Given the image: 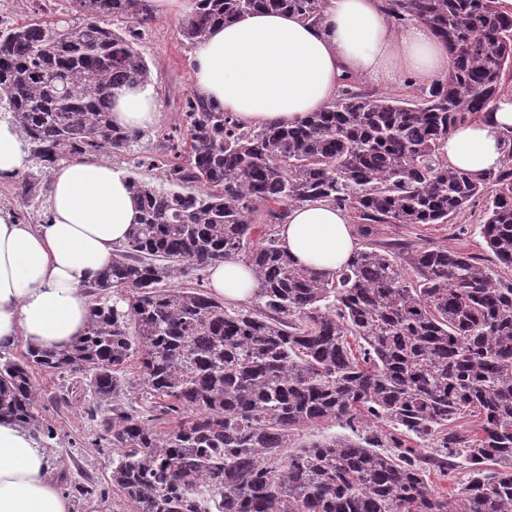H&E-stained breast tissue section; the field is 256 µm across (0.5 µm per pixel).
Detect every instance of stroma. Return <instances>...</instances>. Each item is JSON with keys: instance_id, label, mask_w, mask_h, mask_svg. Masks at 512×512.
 <instances>
[{"instance_id": "1", "label": "stroma", "mask_w": 512, "mask_h": 512, "mask_svg": "<svg viewBox=\"0 0 512 512\" xmlns=\"http://www.w3.org/2000/svg\"><path fill=\"white\" fill-rule=\"evenodd\" d=\"M185 22L178 13L154 14L137 50L145 58L155 78L153 89L162 104L158 123L150 127L143 140L144 149L159 151L165 135L181 118L185 97L194 89L191 78L192 47L180 30ZM17 176H0V210L7 211L20 223L42 224L51 217L47 195L24 203L15 193ZM482 202L473 205L454 224H386L383 237L388 241L418 245H442L466 253L482 255L486 245L479 235ZM33 384L42 397L40 422L44 428L38 439L50 460L65 468L72 482L65 493L72 512H133L124 495L112 486L110 475L114 453L108 443L99 441L96 421L87 416L82 404L65 401L63 377L32 368ZM94 482L98 496L86 500L74 490L75 485Z\"/></svg>"}]
</instances>
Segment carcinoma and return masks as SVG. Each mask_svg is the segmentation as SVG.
<instances>
[{
    "mask_svg": "<svg viewBox=\"0 0 512 512\" xmlns=\"http://www.w3.org/2000/svg\"><path fill=\"white\" fill-rule=\"evenodd\" d=\"M66 2L0 28V114L24 142L31 200L63 162L133 153L143 135L112 123V90L154 84L136 49L146 0ZM324 5L196 0L181 36L194 47L259 10L316 23ZM385 12L431 26L448 74L408 99L347 78L288 127L245 126L193 92L161 156L132 158L164 175L128 176L139 220L85 285V335L20 359L0 345V416L40 430L32 366L75 379L136 512H512V147L482 179L442 152L512 76V14L498 0ZM478 198L487 257L377 239L378 224H448ZM311 200L352 211L366 239L330 278L279 247L277 225ZM228 258L257 279L247 305L203 286ZM328 421L350 434L297 441ZM459 467L453 495L429 484Z\"/></svg>",
    "mask_w": 512,
    "mask_h": 512,
    "instance_id": "1",
    "label": "carcinoma"
}]
</instances>
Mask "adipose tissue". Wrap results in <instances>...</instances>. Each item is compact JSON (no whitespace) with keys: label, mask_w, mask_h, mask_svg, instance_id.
I'll use <instances>...</instances> for the list:
<instances>
[{"label":"adipose tissue","mask_w":512,"mask_h":512,"mask_svg":"<svg viewBox=\"0 0 512 512\" xmlns=\"http://www.w3.org/2000/svg\"><path fill=\"white\" fill-rule=\"evenodd\" d=\"M384 0H326L320 23L293 13L255 11L211 28L193 51L195 86L243 124L288 126L319 111L349 77L423 85L450 66L446 45L421 22L395 29ZM112 120L131 131L154 126L162 106L153 88L114 92ZM512 134V96L453 129L443 148L449 166L480 178L504 160ZM52 218L21 224L0 211V342L16 338L56 351L84 336L91 303L84 290L112 263L138 220L126 175L104 160L77 158L52 173ZM279 241L301 266L322 276L341 268L358 247L346 209L323 201L292 208ZM212 290L225 301H251V270L227 259L209 266ZM49 472L45 448L31 432L0 419V512H71Z\"/></svg>","instance_id":"ef3b65f1"}]
</instances>
